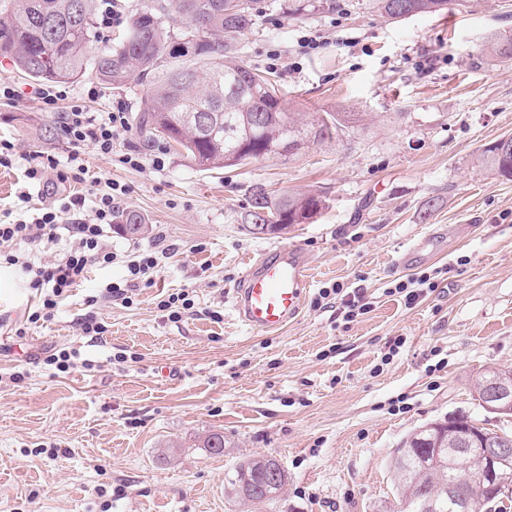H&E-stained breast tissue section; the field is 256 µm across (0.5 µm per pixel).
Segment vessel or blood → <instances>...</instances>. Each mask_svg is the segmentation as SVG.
Wrapping results in <instances>:
<instances>
[{
    "instance_id": "vessel-or-blood-1",
    "label": "vessel or blood",
    "mask_w": 512,
    "mask_h": 512,
    "mask_svg": "<svg viewBox=\"0 0 512 512\" xmlns=\"http://www.w3.org/2000/svg\"><path fill=\"white\" fill-rule=\"evenodd\" d=\"M440 239L437 233L418 239L402 254L401 264L407 267L435 253ZM308 286L302 252L281 247L246 266L233 293V310L253 331H278L300 314Z\"/></svg>"
}]
</instances>
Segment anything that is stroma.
I'll list each match as a JSON object with an SVG mask.
<instances>
[{"label": "stroma", "instance_id": "1", "mask_svg": "<svg viewBox=\"0 0 512 512\" xmlns=\"http://www.w3.org/2000/svg\"><path fill=\"white\" fill-rule=\"evenodd\" d=\"M257 23L232 42L270 73L291 112H355L340 137L292 157L205 171L175 151L165 165L133 169L127 149L153 155L131 129L113 156L85 154L89 195L125 185L120 210L149 231L104 239L118 260L91 269L53 319L29 323L37 299L19 267L0 263V512H251L227 486L245 458L272 456L288 483L270 512H400L391 460L408 434L466 416L512 434V418L480 404L475 383L512 369V180L481 166L483 148L512 137V62L483 47L512 33V0H450L442 13L392 22L368 0L291 16L284 0H254ZM0 78L23 91L0 101V138L19 152L66 159L57 114L0 57ZM91 112L136 110L135 85L110 90L93 72L68 82ZM317 193L309 224L248 231L250 199ZM455 228L446 250L397 266L415 238ZM164 237L171 250L152 287L132 304L104 287L123 281L133 253ZM279 247L301 250L310 286L301 313L257 333L232 313L246 261ZM437 271L415 306L389 295L395 280ZM360 291L368 312L348 317L321 289ZM189 292L192 314L168 320L163 295ZM106 331L83 336L86 301ZM401 348H394L395 340ZM80 349L89 367L58 374L52 348ZM224 435L215 455L200 441Z\"/></svg>", "mask_w": 512, "mask_h": 512}]
</instances>
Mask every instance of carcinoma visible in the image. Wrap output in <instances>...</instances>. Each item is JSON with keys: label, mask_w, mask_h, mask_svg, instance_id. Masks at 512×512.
<instances>
[{"label": "carcinoma", "mask_w": 512, "mask_h": 512, "mask_svg": "<svg viewBox=\"0 0 512 512\" xmlns=\"http://www.w3.org/2000/svg\"><path fill=\"white\" fill-rule=\"evenodd\" d=\"M92 0H0V56L37 84L75 80L87 68L109 88H140L136 123L147 141L163 139L175 151L209 169L232 168L269 155L268 147L288 143L290 157L331 138L356 122L353 112H289L269 78L227 51L233 39L256 23L254 0H148L136 12L116 47L88 58L96 38ZM382 15L396 21L437 13L449 0H371ZM336 0H293L288 13L330 10ZM182 19L170 24L171 14ZM489 52L512 61V34H502ZM233 162H227L229 156ZM480 162L512 177V152L492 144ZM324 207L318 194L289 196L272 204L256 190L252 224H307ZM460 429L453 417L415 430L396 449L392 467L401 512H488L512 489V456L498 465V488L480 497L468 495L471 477L483 459L473 448L458 451ZM261 460L246 458L228 476L242 500L261 509L269 502L258 491Z\"/></svg>", "instance_id": "obj_1"}]
</instances>
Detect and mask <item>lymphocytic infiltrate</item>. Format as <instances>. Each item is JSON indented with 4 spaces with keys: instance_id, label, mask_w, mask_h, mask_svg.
<instances>
[{
    "instance_id": "obj_1",
    "label": "lymphocytic infiltrate",
    "mask_w": 512,
    "mask_h": 512,
    "mask_svg": "<svg viewBox=\"0 0 512 512\" xmlns=\"http://www.w3.org/2000/svg\"><path fill=\"white\" fill-rule=\"evenodd\" d=\"M38 98L45 110H54L59 102H67L68 109L61 117V128L71 151L66 162H59L54 153L36 152L27 158L24 171L26 182L31 186H46L48 182L69 185L84 181L88 169L83 151L92 148L108 155L130 125L125 112H90L82 100L70 98L68 88L62 84L41 88ZM125 186L110 183L107 190L96 195L94 201H86L79 194H68L39 208L30 217L9 224H0V245L24 241L34 245L55 239L60 232H67L73 243L61 258L50 264L18 261L15 255H6L10 264L21 265L29 277V285L39 294L36 309L29 314L30 323L53 316L60 299L71 288L82 282L95 266L112 265L116 253L103 240L104 225L113 223L118 205L126 194ZM71 216L69 225H62L63 216ZM167 254L166 248L155 246L138 251L127 263L128 275L123 282L107 284L109 296L130 303V294L143 285L153 282Z\"/></svg>"
}]
</instances>
